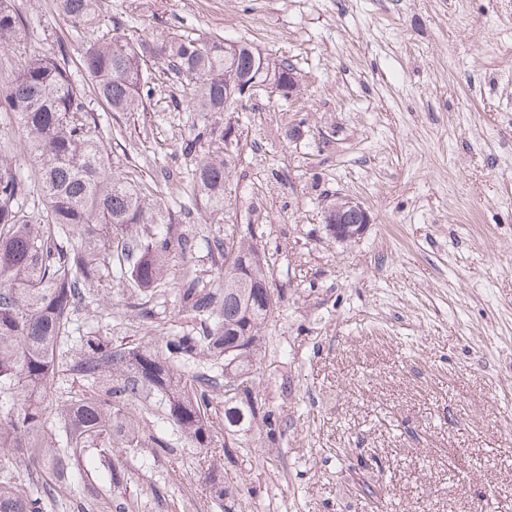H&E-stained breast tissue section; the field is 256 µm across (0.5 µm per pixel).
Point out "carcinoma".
<instances>
[{
    "instance_id": "obj_1",
    "label": "carcinoma",
    "mask_w": 512,
    "mask_h": 512,
    "mask_svg": "<svg viewBox=\"0 0 512 512\" xmlns=\"http://www.w3.org/2000/svg\"><path fill=\"white\" fill-rule=\"evenodd\" d=\"M73 30L99 20V0H55ZM27 20L13 0H0V51H20ZM154 57L192 86L191 97L172 99L177 111L196 112L200 122L182 152L205 143L190 195L205 207L224 206L228 164L224 159V113L244 107L242 90L228 91L224 74L246 82L259 74L261 55L250 44L224 46V39L175 34L153 47L115 35L91 44L82 56L86 83L72 79L64 56L26 52L0 92V124L21 128L34 162L24 176L10 159V138L0 134V466L25 465L28 487L0 474V512H46L89 453L106 460L105 483L124 481L114 448L168 453L177 443L212 448L210 415L224 406V435L261 421L268 434L276 419L256 385L233 401L226 387L237 376L258 378L261 343L278 305L267 296L268 261L249 240L204 235L193 240L166 231L139 230L147 223L144 196L107 166L103 135L90 108L92 96L111 112H138L151 99L146 59ZM202 248L216 268L203 280L187 265L167 281L172 257ZM120 281L132 288L133 316L158 318L157 298L172 286L178 314L189 325L163 337L161 345L107 343L75 335L76 312L90 287ZM71 380L83 389L65 387ZM148 412L164 429L146 432ZM210 498L224 504L238 496L213 463L204 473ZM80 512H109V496L89 479Z\"/></svg>"
}]
</instances>
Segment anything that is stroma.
I'll list each match as a JSON object with an SVG mask.
<instances>
[{"mask_svg": "<svg viewBox=\"0 0 512 512\" xmlns=\"http://www.w3.org/2000/svg\"><path fill=\"white\" fill-rule=\"evenodd\" d=\"M26 41L65 48L175 33L244 41L288 60L300 90L230 114L223 210L186 209L190 86L155 67L135 115L95 107L112 172L138 184L150 225H257L281 289L258 388L277 425L228 439L236 512H512V0H102L72 32L54 0H14ZM340 198L371 222L339 242ZM81 332L144 336L122 284L93 286ZM133 512H221L199 449H117Z\"/></svg>", "mask_w": 512, "mask_h": 512, "instance_id": "35a3bbf8", "label": "stroma"}]
</instances>
